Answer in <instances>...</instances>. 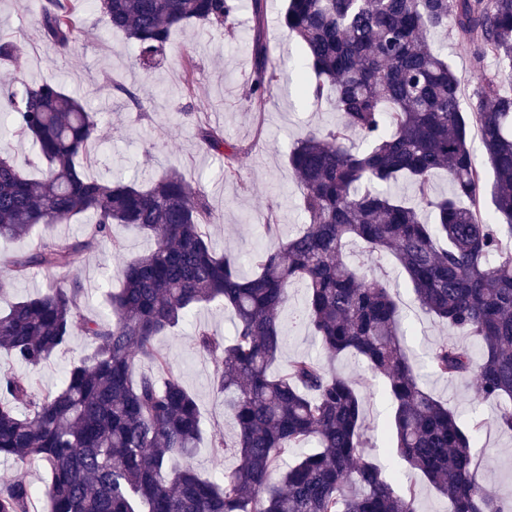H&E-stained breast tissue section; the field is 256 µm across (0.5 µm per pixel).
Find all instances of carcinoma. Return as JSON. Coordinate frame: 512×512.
<instances>
[{"label": "carcinoma", "mask_w": 512, "mask_h": 512, "mask_svg": "<svg viewBox=\"0 0 512 512\" xmlns=\"http://www.w3.org/2000/svg\"><path fill=\"white\" fill-rule=\"evenodd\" d=\"M109 27L131 43L144 67L159 64L173 31L191 23L224 26L233 0H97ZM254 67L248 98L258 107L282 80L263 35V0L253 3ZM78 19L72 0H42L36 25L66 54ZM282 26L301 45L300 90L330 99L340 115L330 129L300 139L288 165L301 188L302 232L241 256L216 250L207 228L217 223L207 194L177 170L146 187L90 178L79 158L96 145L99 115L51 80L21 79L0 98L10 118L0 134L30 138L44 166L27 177L0 158V240L38 225L92 218L78 240L39 239L3 259L0 292L32 270L76 268L84 254L125 224L153 247L120 270L109 317L83 313L73 279L51 285L0 313V349L38 366L80 331L93 345L73 363L61 390L38 395L31 382L0 371V457L33 458L49 476L51 512H418L416 493L399 486L365 452L363 389L319 361L299 356L283 373L272 365L283 346L288 290H307L298 320L328 354L363 360L383 376L393 406L396 453L451 503V512H512L479 478L484 421L460 420L423 385L422 369L470 377L476 398L509 402L495 425L512 432V94L484 76L471 111L460 103L461 78L428 42L450 29L472 46L473 67L487 58L512 71V0H289ZM0 64L20 69L14 42L0 39ZM480 128L485 165L472 152L470 125ZM359 136L362 147L350 143ZM207 150L224 157V179L240 176L245 149L224 142L219 127L201 125ZM493 174V212L484 217V166ZM444 171L447 197L431 196V176ZM414 182L418 205L389 188ZM358 240L367 260L390 255L419 308L448 325L451 336L415 364L402 340L401 308L389 286L365 264L342 259ZM233 310L226 340L205 325L195 344L217 365L219 388L231 394L236 465L219 479L177 464L201 434L195 397L170 366L157 337L203 303ZM469 337L473 345L457 340ZM149 362L154 371L138 372ZM315 449L278 473L294 448ZM33 490L0 483V512H31Z\"/></svg>", "instance_id": "obj_1"}]
</instances>
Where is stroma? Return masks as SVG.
Wrapping results in <instances>:
<instances>
[{
  "label": "stroma",
  "mask_w": 512,
  "mask_h": 512,
  "mask_svg": "<svg viewBox=\"0 0 512 512\" xmlns=\"http://www.w3.org/2000/svg\"><path fill=\"white\" fill-rule=\"evenodd\" d=\"M237 9L221 27L193 24L175 31L166 49L164 62L153 69L142 68L135 50L121 35L108 29L92 0H74L79 32L68 55H60L40 35L35 23L41 0H0V38L17 42L22 67L13 70L0 66V93L9 91L16 78L29 81L55 80L68 93L84 97L101 113V143L83 160L87 175L98 180L120 177L141 182L144 172L180 170L206 192L218 219L209 232L217 250L244 253L268 243L263 224L268 210H275L282 234H295L304 218L299 209L300 186L288 166V151L293 141L309 131L331 127L339 118L328 101L312 102L295 92V73L301 50L297 39L273 23L285 10V0H265L267 23L264 36L271 61L279 66L284 81L268 96L262 111H253L247 98V80L253 60L250 46L255 33L253 0H235ZM429 40L447 56L462 79L465 94H472L482 74L497 75L500 89L512 93V76L501 73L495 59H487L483 72L471 66V51L457 38L442 31L432 32ZM192 59L195 65V92L184 95L180 64ZM121 83L147 104V118L138 113L125 97L116 95L113 83ZM210 124L223 129L225 140L246 149L239 159L240 178H224V159L207 151L199 142L197 127ZM120 241L121 252H113V241ZM152 242L135 229L112 225L111 237L86 254L78 277L86 303L83 312L90 318H105L108 294L122 260L147 251ZM371 274L383 277L398 294L405 314V343L411 356L423 360L426 352L448 335L446 325L423 317L405 278L394 261L370 265ZM306 290L294 286L282 314L285 336L280 363L303 355L323 357L318 340L294 318L304 307ZM234 316L230 309L212 303L193 311L190 320L158 337L183 385L197 399L204 430L189 463L205 477L218 478L231 470L236 460L231 452L216 453L211 437L233 444L236 428L224 410V394L217 386L218 368L193 342V327L203 324L218 336L229 335ZM81 332H73L68 344L47 361L32 367L15 362L0 352V369L34 382L40 392L53 393L63 384L70 365L88 351ZM427 388L437 397L450 401L460 413L477 410L486 421L477 454L483 464L488 488L502 499L512 498V433L500 431L494 419L499 405L474 397V383L468 378L451 381L426 379ZM385 381L376 378L365 392L367 423L373 446L368 454L384 471H396L398 478L412 485L418 497L419 512H448L447 499L426 478L405 463L395 462L394 435L388 426L390 407L384 396ZM22 480L34 491V512H48L45 495L46 471L32 460L0 457V482Z\"/></svg>",
  "instance_id": "1"
}]
</instances>
